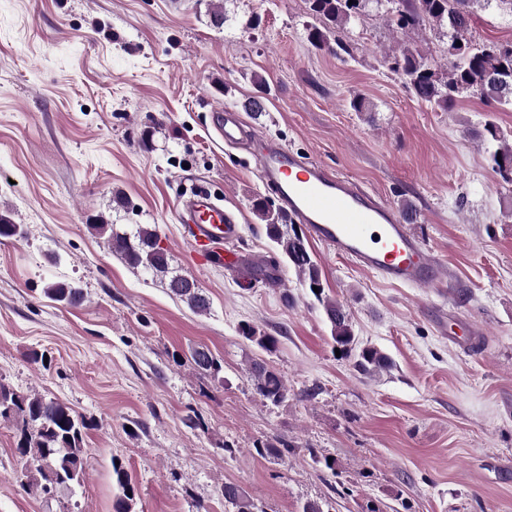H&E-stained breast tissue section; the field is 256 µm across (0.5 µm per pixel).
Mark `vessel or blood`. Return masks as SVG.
<instances>
[{"mask_svg":"<svg viewBox=\"0 0 512 512\" xmlns=\"http://www.w3.org/2000/svg\"><path fill=\"white\" fill-rule=\"evenodd\" d=\"M212 123L225 144L248 146L263 184L314 241L390 285L447 287L444 265L391 205L353 179L246 129L234 112L216 110ZM176 215L189 241L209 261L227 267L246 264V257L233 249L240 226L208 188L197 186L189 198L179 199Z\"/></svg>","mask_w":512,"mask_h":512,"instance_id":"obj_1","label":"vessel or blood"}]
</instances>
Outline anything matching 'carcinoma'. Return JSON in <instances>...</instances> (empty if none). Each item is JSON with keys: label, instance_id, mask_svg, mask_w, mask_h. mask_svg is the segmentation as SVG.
Instances as JSON below:
<instances>
[{"label": "carcinoma", "instance_id": "cac0c4a2", "mask_svg": "<svg viewBox=\"0 0 512 512\" xmlns=\"http://www.w3.org/2000/svg\"><path fill=\"white\" fill-rule=\"evenodd\" d=\"M393 21L400 29L432 21L448 27V70L438 73L431 60L416 46L404 44L383 55L389 70L401 75L409 93L443 112L454 97L473 91L495 107L512 106V42L475 43L466 38L470 27L469 4L475 0H307L310 15L319 24L306 28L307 40L315 47L332 48L330 34L361 20L366 2ZM489 146L493 169L512 184V142L501 129L488 120L481 132ZM256 211L266 222L267 235L288 257L302 280L320 286L321 271L308 252L303 239L284 236L280 224L286 221L281 210L272 209L267 201L256 203ZM112 251L120 254L133 268L143 266L156 276L168 279L172 295L185 302L195 313L206 314L210 301L196 282L182 275L170 274L168 251L160 247L154 228L139 226L133 235L113 232L109 235ZM46 297L77 304L82 299L79 289L57 283L44 289ZM331 326L332 338L342 351H350L355 342L348 313L336 300L322 301ZM194 366L203 371L220 368L218 361L205 348L191 353ZM357 367L367 375L391 368L390 358L375 346L361 348ZM258 393L272 404L283 402L288 388L280 375L267 363L253 359L248 365ZM13 423L17 428L16 451L30 471L28 485L36 494L51 498L61 487L79 485L85 475V430L89 422L77 416L65 403L38 393H18L0 383V423ZM112 481L118 494L113 512H135L136 487L126 469L112 465ZM224 503L232 512H253L254 504L236 484H224Z\"/></svg>", "mask_w": 512, "mask_h": 512}]
</instances>
